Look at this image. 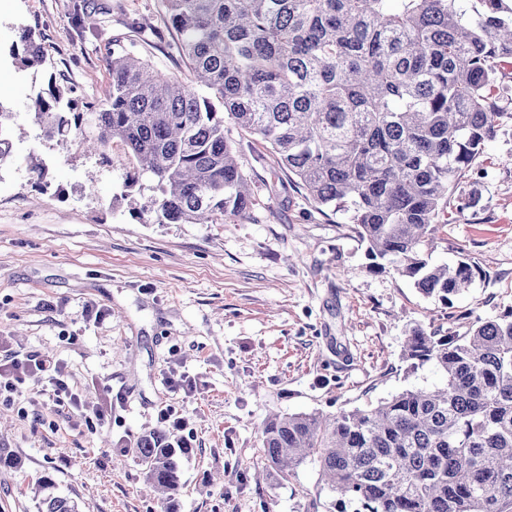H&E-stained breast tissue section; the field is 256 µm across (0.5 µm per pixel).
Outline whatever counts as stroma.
Segmentation results:
<instances>
[{"instance_id":"stroma-1","label":"stroma","mask_w":512,"mask_h":512,"mask_svg":"<svg viewBox=\"0 0 512 512\" xmlns=\"http://www.w3.org/2000/svg\"><path fill=\"white\" fill-rule=\"evenodd\" d=\"M0 13V103L26 134L0 166V336L9 353L59 361L73 392L102 403L125 395L109 425L89 432L79 412L54 405L26 380L0 404V448L21 467L0 469V512H36L32 489L52 475L82 512H164L144 488L132 448L158 429L169 406L187 425L175 512H337L313 464L285 480L265 469L260 430L273 415L333 414L442 380L434 366L409 370L404 340L417 325L464 333L512 308V70L500 82L509 116L453 187L467 207L426 245L432 261L467 255L480 269L451 304L393 273H374L367 244L346 214L318 209L232 119L258 204L224 224H155L125 200L127 150L113 140L111 166L47 139L28 112L49 79L83 102H104L109 52L124 49L166 75L189 79L160 0H8ZM98 25L79 20L80 6ZM156 30L142 42L129 29ZM47 59L23 68L11 56L19 27ZM48 166L31 180L26 159ZM176 372L192 391L172 390Z\"/></svg>"}]
</instances>
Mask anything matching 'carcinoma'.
Listing matches in <instances>:
<instances>
[{"mask_svg":"<svg viewBox=\"0 0 512 512\" xmlns=\"http://www.w3.org/2000/svg\"><path fill=\"white\" fill-rule=\"evenodd\" d=\"M475 2L468 20L456 0H162L195 84L114 51L105 102L81 104L52 77L28 109L47 138L80 134L103 163L112 140L124 143L134 169L125 187L153 179L142 210L157 224H224L258 204L224 137L227 115L269 145L311 202L349 213L372 271L447 302L479 268L465 256L433 265L424 246L453 220L456 180L512 118L498 81L512 67V3ZM12 55L45 63L30 29ZM402 359L433 364L441 385L270 417L268 468L287 478L310 461L357 512H512V310L463 335L417 326ZM133 452L145 485L170 502L188 449L156 430ZM36 492L37 512H81L49 474Z\"/></svg>","mask_w":512,"mask_h":512,"instance_id":"cac0c4a2","label":"carcinoma"}]
</instances>
